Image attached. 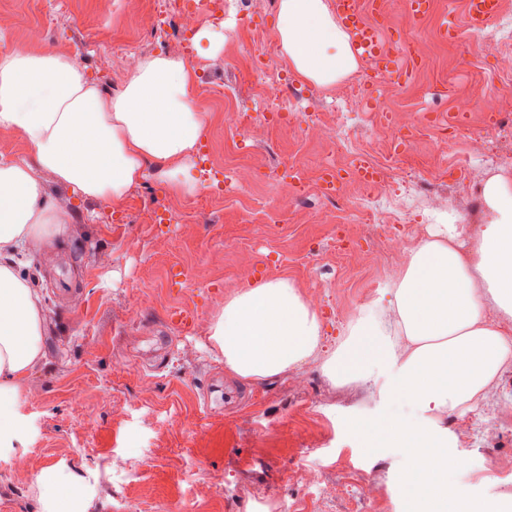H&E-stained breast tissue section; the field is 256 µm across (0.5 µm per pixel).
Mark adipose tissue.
<instances>
[{
  "label": "adipose tissue",
  "mask_w": 512,
  "mask_h": 512,
  "mask_svg": "<svg viewBox=\"0 0 512 512\" xmlns=\"http://www.w3.org/2000/svg\"><path fill=\"white\" fill-rule=\"evenodd\" d=\"M277 35L296 72L321 87L356 70L346 35L325 0H280ZM196 75L167 54L141 59L123 88L104 92L72 57L18 49L0 56V128L22 137L32 161L0 159V458L23 442L20 384L42 354L39 297L19 251L67 236L70 218L45 193L44 174L82 200L120 205L155 174L193 192L187 178L207 122L195 106ZM488 224L462 246L461 230L442 225L413 249L394 288L397 317L381 355L390 368L389 407L381 420L352 423L365 438L392 441L414 462L400 492L429 498L447 512L446 481L459 458L448 431L428 427L450 409L467 410L512 366V334L488 319L493 303L512 319V181L484 187ZM224 368L268 380L304 364L319 345L316 312L287 279L264 280L229 297L210 326ZM41 512H84L80 481L53 470L35 478Z\"/></svg>",
  "instance_id": "adipose-tissue-1"
}]
</instances>
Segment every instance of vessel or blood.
I'll list each match as a JSON object with an SVG mask.
<instances>
[{"label": "vessel or blood", "instance_id": "1", "mask_svg": "<svg viewBox=\"0 0 512 512\" xmlns=\"http://www.w3.org/2000/svg\"><path fill=\"white\" fill-rule=\"evenodd\" d=\"M380 0H335L336 21L349 37L350 48L356 58L373 63L379 70L399 76L409 73L414 59L390 53L384 28L370 21ZM497 0H469L466 25L470 30L481 29L495 14Z\"/></svg>", "mask_w": 512, "mask_h": 512}]
</instances>
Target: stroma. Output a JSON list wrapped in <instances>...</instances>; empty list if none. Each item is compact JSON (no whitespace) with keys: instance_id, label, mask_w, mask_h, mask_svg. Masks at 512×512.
I'll return each instance as SVG.
<instances>
[{"instance_id":"stroma-1","label":"stroma","mask_w":512,"mask_h":512,"mask_svg":"<svg viewBox=\"0 0 512 512\" xmlns=\"http://www.w3.org/2000/svg\"><path fill=\"white\" fill-rule=\"evenodd\" d=\"M467 0H437L425 19L414 20L403 0L385 24L390 47L415 36L426 44L429 64L416 66L407 95L369 84L364 106L380 102L405 111L400 137L384 124L351 116L345 140L335 144L302 141L293 129L274 128L260 138L225 128L224 92L235 107L257 114L264 104L254 94L260 78L251 73L234 34L241 25L276 38L277 8L255 0L252 8L221 22L203 20L212 41H193L198 108L207 115L203 141L228 172L246 187L244 196L204 202L203 223L186 208V195L146 178L133 187L115 224L105 203L75 200L52 176L45 187L70 212L67 239L24 251L43 318L42 359L25 379L21 396L22 465L0 460V512H37L35 476L54 469L60 482L80 476L101 496H86L89 512H107L113 496H125L132 512H356L364 477L385 512H404L399 488L410 469L392 445L374 449L347 426L374 420L387 410L390 370L371 347L389 306L392 266H406L412 248L429 240L422 224L411 241L395 239L385 225L362 223L349 212L346 255L336 250L335 225L321 213H339L324 199L292 208L279 225L262 223L261 209L275 205L288 164L306 175L320 172L329 155L365 153L372 163L395 164L443 194L454 221L479 229L487 207L472 211L457 192L460 182H486L501 174L512 179V152L466 162L468 128L492 126L493 112L512 113V89L499 78L491 56L512 50V40H490L486 30H465ZM50 17V32L77 49L88 76H95L100 47L130 35L122 0H12L0 10V47L25 46V29ZM462 27L460 41H442L436 29L446 20ZM323 88L289 72L284 93L293 101L296 122L342 104L365 71ZM471 96L481 110L452 117V99ZM166 200L181 220L157 231L152 205ZM180 268V284L169 273ZM288 278L302 295L320 291L321 342L302 368L273 381L240 380L224 370L210 339L209 325L225 299L250 283ZM196 313L194 329L182 333L168 323L172 309ZM353 361L370 379L338 386L323 372L324 361L344 343L353 325ZM512 404V366L467 411L453 410L458 424L448 430L449 452L477 461L495 458L494 468L470 475L472 492L458 512H512V435L484 428L497 407ZM318 436L301 453V436ZM321 471L318 485L300 480L302 468ZM223 484L225 498H210L211 484Z\"/></svg>"}]
</instances>
